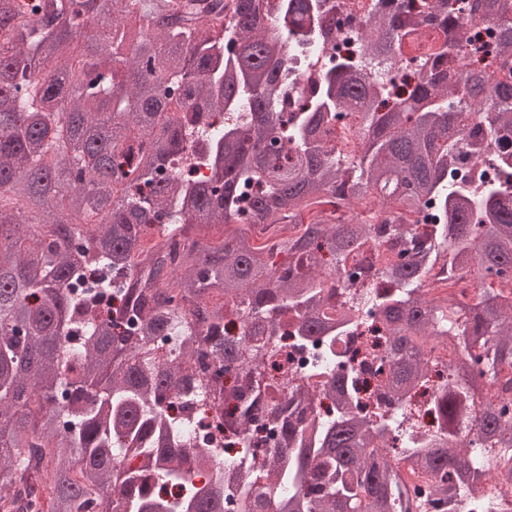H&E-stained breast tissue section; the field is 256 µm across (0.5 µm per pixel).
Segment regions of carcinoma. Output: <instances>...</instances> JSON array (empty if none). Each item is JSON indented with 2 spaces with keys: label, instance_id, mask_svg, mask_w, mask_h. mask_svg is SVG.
I'll return each instance as SVG.
<instances>
[{
  "label": "carcinoma",
  "instance_id": "carcinoma-1",
  "mask_svg": "<svg viewBox=\"0 0 512 512\" xmlns=\"http://www.w3.org/2000/svg\"><path fill=\"white\" fill-rule=\"evenodd\" d=\"M503 21L499 67L512 56V0H488ZM393 8L369 27L367 62L323 72L312 100L288 111L290 40L323 42L335 21L314 0H35L29 13L0 0V512H428L477 498L486 477L512 484V415L484 404L486 385L512 371V85L460 70L477 48L465 11ZM417 62L403 97L378 70ZM360 118L359 150L327 147L322 129L342 111ZM209 176L172 177L162 166L192 136ZM496 150L497 178L453 184L464 161ZM336 198V210H305ZM436 201L437 245L413 233ZM160 238L143 246L145 228ZM237 225L221 241L217 232ZM399 247L392 265L366 262L372 290L347 294L340 274L372 238ZM470 274L493 280L468 300ZM448 294L420 293L427 276ZM371 304L391 339L387 388L397 418L362 414L359 392L325 367L333 409L301 419L304 393L283 394L266 372L254 395L252 360L270 356L280 329L301 343L333 340L342 313ZM242 313L249 331L224 335ZM187 336L224 359V380L195 384L159 353ZM435 338L465 357L433 393L444 433L414 434L412 395L435 368ZM192 385L217 397L238 429L263 409L282 447L265 460L267 483L238 494L237 473L187 486L190 421L167 414L168 393ZM426 474L407 484L388 457ZM181 486L175 499L153 489Z\"/></svg>",
  "mask_w": 512,
  "mask_h": 512
}]
</instances>
